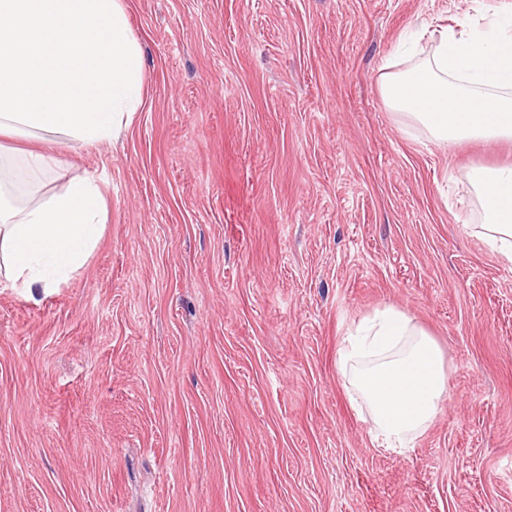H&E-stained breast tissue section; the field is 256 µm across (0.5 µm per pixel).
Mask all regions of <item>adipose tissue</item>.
I'll list each match as a JSON object with an SVG mask.
<instances>
[{
  "instance_id": "1",
  "label": "adipose tissue",
  "mask_w": 512,
  "mask_h": 512,
  "mask_svg": "<svg viewBox=\"0 0 512 512\" xmlns=\"http://www.w3.org/2000/svg\"><path fill=\"white\" fill-rule=\"evenodd\" d=\"M385 104L449 148L464 140L512 139V15L444 31L431 55L382 76ZM484 201L492 250L512 259V166L472 171ZM105 200L89 177L60 193L20 205L0 182V275L26 296L46 293L85 263L104 227ZM337 366L373 423L380 447L412 448L447 398L440 348L403 311L377 312L345 336Z\"/></svg>"
}]
</instances>
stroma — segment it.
Instances as JSON below:
<instances>
[{
  "label": "stroma",
  "mask_w": 512,
  "mask_h": 512,
  "mask_svg": "<svg viewBox=\"0 0 512 512\" xmlns=\"http://www.w3.org/2000/svg\"><path fill=\"white\" fill-rule=\"evenodd\" d=\"M144 104L116 142L0 135L91 176L90 257L28 298L0 277V512H512V260L476 168L405 129L401 37L512 0H125ZM401 309L439 345L443 410L380 448L336 358Z\"/></svg>",
  "instance_id": "1"
}]
</instances>
